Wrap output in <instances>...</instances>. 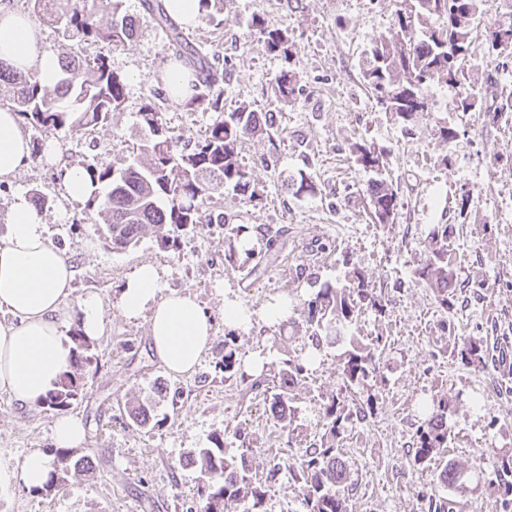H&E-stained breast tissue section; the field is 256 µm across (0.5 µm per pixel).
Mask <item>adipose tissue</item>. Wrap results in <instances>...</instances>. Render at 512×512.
<instances>
[{"label": "adipose tissue", "mask_w": 512, "mask_h": 512, "mask_svg": "<svg viewBox=\"0 0 512 512\" xmlns=\"http://www.w3.org/2000/svg\"><path fill=\"white\" fill-rule=\"evenodd\" d=\"M0 60L22 71L36 72L55 84L57 56L43 43L37 24L0 0ZM30 157L29 136L18 113L0 108V180L12 178ZM73 271L47 233L41 214L25 196H17L9 212L7 232L0 237V395L32 406L70 366L67 339L70 323L83 336L96 339L105 328L104 310L93 295L72 302ZM118 306L129 318L149 313V338L157 361L175 376L195 372L202 353L215 338L214 324L192 295L163 293L161 275L151 263L138 267L123 286ZM288 318V300L281 297L255 312L233 300L224 302V323L249 329L255 320L276 327ZM49 460L38 449L18 466L0 469V489L13 482L40 489L49 477Z\"/></svg>", "instance_id": "1"}]
</instances>
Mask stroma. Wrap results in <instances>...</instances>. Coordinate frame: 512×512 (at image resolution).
<instances>
[{
  "label": "stroma",
  "mask_w": 512,
  "mask_h": 512,
  "mask_svg": "<svg viewBox=\"0 0 512 512\" xmlns=\"http://www.w3.org/2000/svg\"><path fill=\"white\" fill-rule=\"evenodd\" d=\"M125 8L137 23L132 40L118 48L94 42L75 48L85 61L109 60L126 83L125 101L103 128L53 131L60 161L97 156L122 167L140 143L141 106L165 91L156 75L173 60L167 39L143 0H126ZM395 8L396 0H224L214 22L186 30L191 43L220 58L225 112L245 107L274 115L270 135L248 139L241 153L260 200L229 189L212 198L225 224L245 225L256 240L276 237L269 267L253 272L227 262L225 224L180 232L175 250L152 238L112 250L96 230V212L69 198L41 161L0 182V236L15 196L40 190L49 200L41 211L46 227L75 269V295H100L106 320L104 336L93 343L98 368L86 374L83 395L69 409L87 429L77 453L88 459L89 473L39 490L20 483L0 490V512H201L202 478L185 456L219 431L226 455L248 454L252 480L265 492L263 512H307L296 475L320 443L324 405L340 391L336 367L352 337L380 343L382 353L379 375L356 389L372 413L346 422L340 440L351 474L348 512H434L441 500L452 512H512V495H504L500 481V461L512 456V111L494 121L484 116L493 99L512 98V54L487 55L483 37L474 36L477 107L457 110L454 90L436 83L427 111L402 126L369 97L360 72L369 44L388 35ZM255 14L287 30L298 51L292 101L272 91L286 63L249 28ZM216 117L171 102L162 112L166 126L189 144L201 141ZM443 121L456 129L453 140L440 138ZM359 143L384 153L383 174L399 185L393 223L371 220L363 196L370 175L354 160ZM302 174L315 182L316 195L290 190ZM443 223L450 226L455 272L454 307L447 312L416 273L421 242ZM144 263L159 268L166 289L194 296L215 323L213 345L192 376L172 377L153 360L147 318L126 317L117 305L124 283ZM356 268L383 311L363 308L337 325L335 343L314 349L305 300L324 283H347ZM281 295L288 298L286 328L258 321L249 331L227 333L225 298L259 309ZM472 340L489 351L485 369L460 360ZM228 348L240 360L256 352L266 357L260 388L225 379L219 360ZM293 357L310 364L286 428L269 398L282 360ZM146 394L156 405L140 429L124 407ZM440 397L449 402L454 435L432 464L419 467L412 456L424 416L415 402ZM58 416L45 405L24 408L0 396V468L16 467L35 448L54 457ZM449 463L466 471L464 486L440 482Z\"/></svg>",
  "instance_id": "stroma-1"
}]
</instances>
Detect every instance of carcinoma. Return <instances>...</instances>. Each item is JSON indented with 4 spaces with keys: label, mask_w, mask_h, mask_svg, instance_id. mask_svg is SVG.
Here are the masks:
<instances>
[{
    "label": "carcinoma",
    "mask_w": 512,
    "mask_h": 512,
    "mask_svg": "<svg viewBox=\"0 0 512 512\" xmlns=\"http://www.w3.org/2000/svg\"><path fill=\"white\" fill-rule=\"evenodd\" d=\"M30 13L40 22L63 24V41L55 49L61 62V75L53 91H48L38 74L17 71L0 61V82L10 85L12 109L33 129L41 133L67 128L87 131L108 124L112 113L125 101L124 79L112 71L107 58L97 57L87 64L74 52V46L90 42H107L122 46L134 37V24L124 10V0H27ZM487 0H398L390 35L371 42L361 67L363 84L375 101L391 117L408 126L417 115L428 109L429 86L444 83L456 89L457 108L464 112L476 107L478 97L470 82L473 65L470 56H455L458 45L469 47L476 21L486 11ZM145 8L166 31L172 54L182 59L196 74V93L184 103L191 111L212 110L219 116L208 127L202 141L194 147L180 146V138L166 127L161 105L155 101L143 104L139 112L144 132L139 157L116 170L107 161L94 158L80 163L92 184L105 185L104 194L90 195L85 207L102 219L101 235L116 251L136 247L143 239L153 237L163 249L177 246L175 232L186 226L226 224L224 213H213L206 207L213 192L229 186L251 202L259 193L251 181V173L241 157L245 140L263 134L267 121L256 112L245 109L221 114L222 92L217 90L224 78L220 59L201 48L189 45L187 36L167 14L162 0H145ZM108 15L101 23L98 14ZM248 26L262 36L269 53L291 62L292 50L288 32L271 27L259 16ZM501 38L490 39L487 52L502 54L512 49V21L497 23L485 29ZM299 72L288 67L281 70L273 86L274 95L289 102L295 95ZM356 162L373 174L367 183L372 220L376 224L393 223L392 214L399 205L398 189L384 178V155L364 144L356 146ZM244 229L228 225L224 233V259L236 261L244 254L242 264L257 270L271 256L275 240L266 239L264 246L244 244ZM448 225L437 224L430 240L423 245L417 268L418 276L434 288L436 300L443 311L452 308L454 274L448 262ZM354 286L326 283L304 302V322L309 337L316 345L328 340L336 323L349 321L370 306L378 311L383 305L361 271H354ZM73 360L43 404L51 409L70 408L81 396L86 370L97 363L91 344L81 334L71 336ZM462 360L482 368L486 366L482 344L473 342L461 351ZM225 378L250 375L237 368L235 352L224 350L221 359ZM379 365L378 347L354 343L340 360L338 375L342 388L348 390L365 381ZM305 363L285 359L277 372L278 392L273 394L270 409L284 426L291 425V400L294 387L305 377ZM153 401L135 397L125 413L138 427L150 422ZM371 407L349 405L348 400L333 396L325 404V431L320 446L304 461L301 491L308 512H347L346 498L340 489L349 474L341 460L338 438L343 423L356 417H368ZM448 400L437 402L420 429L413 461L430 463L442 448L448 447ZM210 445L186 455L188 464L203 479L201 497L203 512H233L246 500L252 508L260 506L264 492L251 482L247 453L228 457L224 454V433L211 435ZM57 464L49 473L48 483L58 482L85 471V457L69 449L56 452Z\"/></svg>",
    "instance_id": "cac0c4a2"
}]
</instances>
